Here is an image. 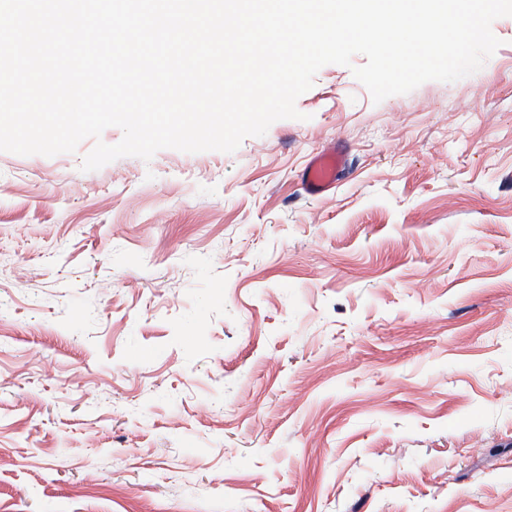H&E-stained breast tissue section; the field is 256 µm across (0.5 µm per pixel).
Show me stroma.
I'll use <instances>...</instances> for the list:
<instances>
[{
  "instance_id": "1",
  "label": "stroma",
  "mask_w": 512,
  "mask_h": 512,
  "mask_svg": "<svg viewBox=\"0 0 512 512\" xmlns=\"http://www.w3.org/2000/svg\"><path fill=\"white\" fill-rule=\"evenodd\" d=\"M231 154L0 151V512H512V17ZM337 145L313 197L302 173ZM344 163V155L333 148L316 156L305 168L303 185L308 195H318L336 182Z\"/></svg>"
}]
</instances>
